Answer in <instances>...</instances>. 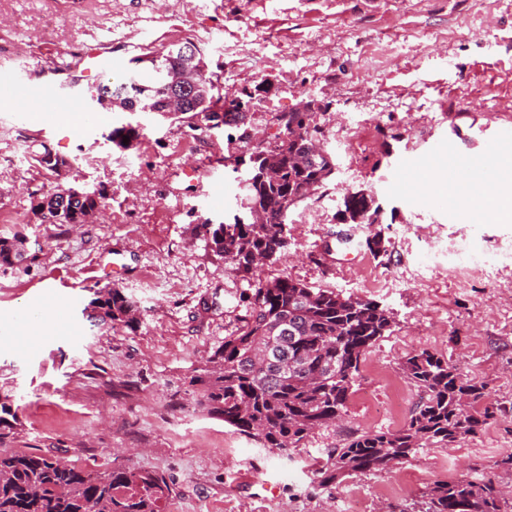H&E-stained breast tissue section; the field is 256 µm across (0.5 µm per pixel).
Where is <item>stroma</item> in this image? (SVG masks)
Wrapping results in <instances>:
<instances>
[{
	"label": "stroma",
	"instance_id": "stroma-1",
	"mask_svg": "<svg viewBox=\"0 0 512 512\" xmlns=\"http://www.w3.org/2000/svg\"><path fill=\"white\" fill-rule=\"evenodd\" d=\"M55 46L85 41L87 17L115 42L104 80L126 72L133 44L206 50L223 95L254 96L244 123L189 130L173 116L112 111L107 122L37 123L0 100V238L22 235L34 261L0 268V394L19 406L15 448L90 472L115 464L163 474L166 512H421L425 493L512 455V223L449 209L448 193L405 186L410 163L447 175L434 148L488 158L512 122V0H0V72L43 64L35 44L46 17ZM314 102L320 146L336 172L287 216L288 250L261 277L285 272L314 288L379 302L392 327L364 356L346 412L301 447L269 451L214 418L186 377L238 324L251 284L207 250L196 215L241 214L244 171L234 159L276 140L274 117ZM140 123L136 148L108 142ZM70 161L79 185L104 186L105 208L84 224H48L32 195L54 186L29 155ZM366 191L379 223L343 224L348 193ZM381 239L375 255L366 242ZM496 258L459 278L448 244ZM132 298L137 330L87 317L98 288ZM62 321L27 349L11 335L42 302ZM443 354L509 411L446 448L313 489L327 449L353 433L403 427L417 399L403 361Z\"/></svg>",
	"mask_w": 512,
	"mask_h": 512
}]
</instances>
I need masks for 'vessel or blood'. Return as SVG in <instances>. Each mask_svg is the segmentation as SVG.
<instances>
[{"mask_svg": "<svg viewBox=\"0 0 512 512\" xmlns=\"http://www.w3.org/2000/svg\"><path fill=\"white\" fill-rule=\"evenodd\" d=\"M109 49L87 44L77 53L74 63L64 56L53 57L41 71H24L0 79V94L23 101L30 112L86 111L85 83L100 72L111 69Z\"/></svg>", "mask_w": 512, "mask_h": 512, "instance_id": "b4317fda", "label": "vessel or blood"}]
</instances>
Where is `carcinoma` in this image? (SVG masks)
I'll return each mask as SVG.
<instances>
[{
  "mask_svg": "<svg viewBox=\"0 0 512 512\" xmlns=\"http://www.w3.org/2000/svg\"><path fill=\"white\" fill-rule=\"evenodd\" d=\"M129 64L122 79L97 87L100 106L167 115L174 78L196 69L203 81L181 90L177 110L206 121L221 113L224 124L238 123L240 113L225 110L228 97L214 93L216 79L204 49L197 48L192 60L174 49L149 50ZM277 120L284 138L235 159L248 174L246 214L231 224L207 219L197 225L213 255L245 277L254 272L256 256L280 259L288 247L284 226L289 210L323 187L336 169L329 153L310 154L303 147L319 131L315 112H282ZM142 136L143 128L127 123L112 127L106 139L129 150ZM30 159L51 172L70 166L46 151ZM106 199L104 188L65 197L57 185L38 196L33 209L44 223L82 224ZM255 212L263 214L264 223L254 222ZM342 215L347 224L378 221L372 200L358 192L344 198ZM28 259L22 238L0 239V267ZM241 302L245 313L235 331L191 371L188 384L210 414L263 447L298 448L346 411L360 363L391 330V316L375 301L344 297L288 276L258 280ZM87 308L104 323L131 328L135 322L134 305L119 288L93 291ZM402 370L418 392L406 425L355 434L343 447L331 449L315 472L317 486L407 460L421 448H446L506 411L488 402L486 384L464 377L438 353L411 355ZM20 426L18 408L10 396H0V445L15 438ZM170 493L166 478L154 472L113 465L91 473L34 453L0 451V512H165ZM506 495L507 487L489 475L463 476L435 484L424 512H507Z\"/></svg>",
  "mask_w": 512,
  "mask_h": 512,
  "instance_id": "1",
  "label": "carcinoma"
}]
</instances>
